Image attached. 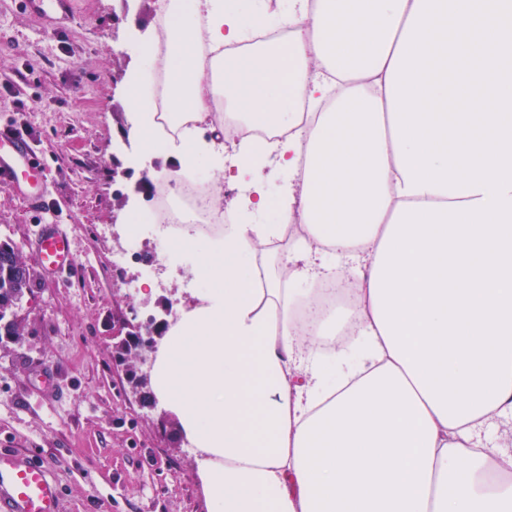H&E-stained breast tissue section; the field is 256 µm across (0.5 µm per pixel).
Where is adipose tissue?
Segmentation results:
<instances>
[{"instance_id": "1", "label": "adipose tissue", "mask_w": 512, "mask_h": 512, "mask_svg": "<svg viewBox=\"0 0 512 512\" xmlns=\"http://www.w3.org/2000/svg\"><path fill=\"white\" fill-rule=\"evenodd\" d=\"M175 11L172 103L203 112L215 79L250 121L292 131L275 144L282 223L187 250L210 287L152 370L209 512H512V481L484 479L512 473L484 437L512 414V0H288V47L230 58L239 0ZM288 92L334 101L312 137ZM132 110L148 153L223 166L197 131L167 138ZM295 217L280 279L263 249ZM319 278L357 298L359 334L331 359L335 313L298 326L282 285Z\"/></svg>"}]
</instances>
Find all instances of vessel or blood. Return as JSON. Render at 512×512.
<instances>
[{"label": "vessel or blood", "instance_id": "obj_1", "mask_svg": "<svg viewBox=\"0 0 512 512\" xmlns=\"http://www.w3.org/2000/svg\"><path fill=\"white\" fill-rule=\"evenodd\" d=\"M44 169L20 136L0 132V183L25 189L32 209H41V193L29 191L31 178ZM35 257L48 275L75 272L68 232L60 224L43 225L34 239ZM60 493L48 471L30 453L0 449V512H59Z\"/></svg>", "mask_w": 512, "mask_h": 512}]
</instances>
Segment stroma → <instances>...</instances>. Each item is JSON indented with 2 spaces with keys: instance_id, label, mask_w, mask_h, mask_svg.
Instances as JSON below:
<instances>
[{
  "instance_id": "35a3bbf8",
  "label": "stroma",
  "mask_w": 512,
  "mask_h": 512,
  "mask_svg": "<svg viewBox=\"0 0 512 512\" xmlns=\"http://www.w3.org/2000/svg\"><path fill=\"white\" fill-rule=\"evenodd\" d=\"M157 0H72L45 20L22 0H0V127L22 131L47 176L46 209L0 184V239L26 261L41 225H66L77 272L37 286L16 315L18 340L0 344V448L32 450L61 493V512H208L188 440L172 442L174 414L141 403L118 361L113 322L133 301L114 264L112 227L125 223L113 153L130 123L134 46L155 28ZM197 283L177 265L153 281L139 319L186 309ZM45 367L53 389L34 384Z\"/></svg>"
}]
</instances>
